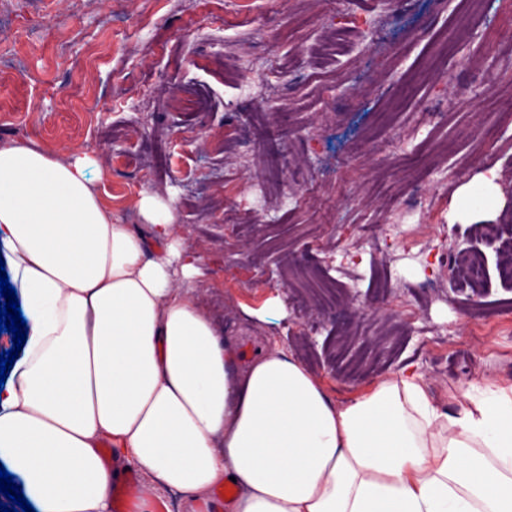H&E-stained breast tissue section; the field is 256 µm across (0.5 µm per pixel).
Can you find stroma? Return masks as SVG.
Instances as JSON below:
<instances>
[{
  "instance_id": "stroma-1",
  "label": "stroma",
  "mask_w": 512,
  "mask_h": 512,
  "mask_svg": "<svg viewBox=\"0 0 512 512\" xmlns=\"http://www.w3.org/2000/svg\"><path fill=\"white\" fill-rule=\"evenodd\" d=\"M345 51L321 56L337 28ZM512 0H0V142L95 159L120 223L157 196L199 295L336 403L416 364L448 405L512 380V290L455 292L465 230L512 218ZM493 177L495 207L455 210Z\"/></svg>"
}]
</instances>
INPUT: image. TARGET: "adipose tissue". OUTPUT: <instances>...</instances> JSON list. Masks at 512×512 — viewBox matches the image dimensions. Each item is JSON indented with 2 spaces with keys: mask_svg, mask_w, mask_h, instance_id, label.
Wrapping results in <instances>:
<instances>
[{
  "mask_svg": "<svg viewBox=\"0 0 512 512\" xmlns=\"http://www.w3.org/2000/svg\"><path fill=\"white\" fill-rule=\"evenodd\" d=\"M95 166L0 145V250L28 330L0 459L40 512H111L115 462L185 512L224 485V512H512V383H469L451 414L407 364L337 405L279 345L242 360L169 206L139 199L144 233L116 223Z\"/></svg>",
  "mask_w": 512,
  "mask_h": 512,
  "instance_id": "ef3b65f1",
  "label": "adipose tissue"
}]
</instances>
